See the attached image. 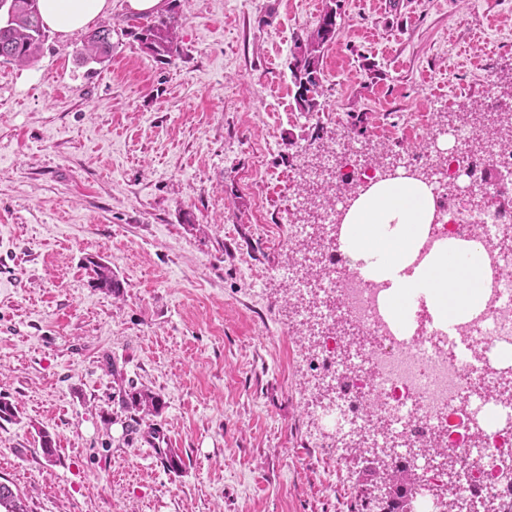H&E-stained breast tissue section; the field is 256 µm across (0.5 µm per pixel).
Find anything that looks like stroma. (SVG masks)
Segmentation results:
<instances>
[{"instance_id": "1", "label": "stroma", "mask_w": 512, "mask_h": 512, "mask_svg": "<svg viewBox=\"0 0 512 512\" xmlns=\"http://www.w3.org/2000/svg\"><path fill=\"white\" fill-rule=\"evenodd\" d=\"M112 28L48 31L0 62V481L24 512H384L379 466L330 464L310 339L288 334V207L342 140L356 161L420 156L460 115L512 97V0H162L181 53ZM324 94L299 112L288 64L326 7ZM103 258L119 293L92 284ZM160 396L140 417L126 393ZM57 442L45 458L39 430ZM161 430L180 469L142 439ZM82 46L81 55L85 62H105L112 52V29L98 27L87 32Z\"/></svg>"}]
</instances>
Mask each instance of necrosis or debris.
Instances as JSON below:
<instances>
[{"label":"necrosis or debris","instance_id":"obj_1","mask_svg":"<svg viewBox=\"0 0 512 512\" xmlns=\"http://www.w3.org/2000/svg\"><path fill=\"white\" fill-rule=\"evenodd\" d=\"M485 151L503 180L473 182L442 160L437 139L424 155L448 203L436 207L420 256L453 237L481 243L488 257L487 308L450 330L388 314L386 283L366 278L344 257L341 209H325L315 227H290L291 240L316 230L323 241L318 252L294 251L284 270L292 296L309 307V322L324 329L310 364L336 400L320 407L316 423L336 464L364 438L387 449L394 465L416 470L410 512H443L435 492L451 479L461 512H487L512 499V483L498 476L502 460L512 457V396L488 393L512 380V362L504 358L512 349V249L500 238L512 213L492 206L474 212L460 203L476 192L512 195V143H490ZM371 401L381 405L373 417L362 411Z\"/></svg>","mask_w":512,"mask_h":512}]
</instances>
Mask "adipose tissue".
Segmentation results:
<instances>
[{
  "label": "adipose tissue",
  "mask_w": 512,
  "mask_h": 512,
  "mask_svg": "<svg viewBox=\"0 0 512 512\" xmlns=\"http://www.w3.org/2000/svg\"><path fill=\"white\" fill-rule=\"evenodd\" d=\"M44 24L66 35L110 7L109 0H39ZM434 214L430 188L414 177L379 180L352 200L341 222V240L352 263L390 284L389 313L398 321L425 302L434 320L455 324L485 309L488 268L477 242L449 238L416 262Z\"/></svg>",
  "instance_id": "1"
}]
</instances>
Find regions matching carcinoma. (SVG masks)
<instances>
[{
  "label": "carcinoma",
  "instance_id": "1",
  "mask_svg": "<svg viewBox=\"0 0 512 512\" xmlns=\"http://www.w3.org/2000/svg\"><path fill=\"white\" fill-rule=\"evenodd\" d=\"M6 19L0 23V59L26 65L33 61L46 37L41 21L38 0H0V10ZM179 21L174 14H160L127 32L141 49L160 63L168 64L180 55ZM336 39V11L326 9L317 26L305 36L296 39L289 70L295 87L294 99L301 112H313L318 98L324 94L321 68L325 48ZM112 52V29L98 27L87 32L83 39L82 59L101 64ZM95 287L109 293H118L122 283L112 274V267L101 260H88ZM126 403L146 416L159 412L161 398L147 390L126 394ZM385 485L390 490L388 512H404L402 490L407 484L399 472H388ZM5 512H23L17 505V494L11 485L0 482V508Z\"/></svg>",
  "mask_w": 512,
  "mask_h": 512
}]
</instances>
